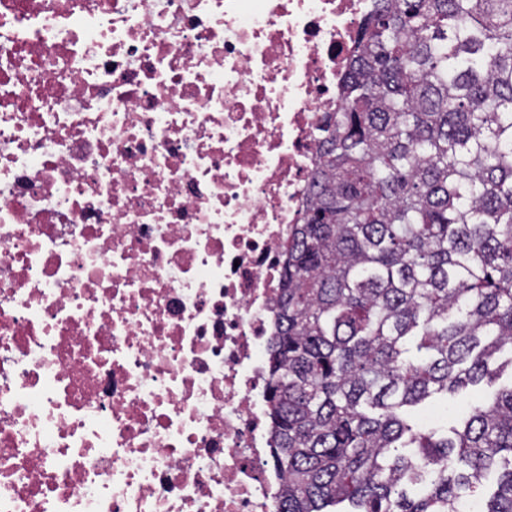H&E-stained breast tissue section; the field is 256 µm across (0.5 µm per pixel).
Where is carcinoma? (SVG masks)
Segmentation results:
<instances>
[{
    "label": "carcinoma",
    "mask_w": 512,
    "mask_h": 512,
    "mask_svg": "<svg viewBox=\"0 0 512 512\" xmlns=\"http://www.w3.org/2000/svg\"><path fill=\"white\" fill-rule=\"evenodd\" d=\"M323 133L269 346L280 512H512V384L449 435L406 414L512 367V0H379Z\"/></svg>",
    "instance_id": "obj_1"
}]
</instances>
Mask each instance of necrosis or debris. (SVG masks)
I'll use <instances>...</instances> for the list:
<instances>
[{
	"label": "necrosis or debris",
	"mask_w": 512,
	"mask_h": 512,
	"mask_svg": "<svg viewBox=\"0 0 512 512\" xmlns=\"http://www.w3.org/2000/svg\"><path fill=\"white\" fill-rule=\"evenodd\" d=\"M373 0H0V512H279L288 235Z\"/></svg>",
	"instance_id": "4bbe7bcc"
}]
</instances>
